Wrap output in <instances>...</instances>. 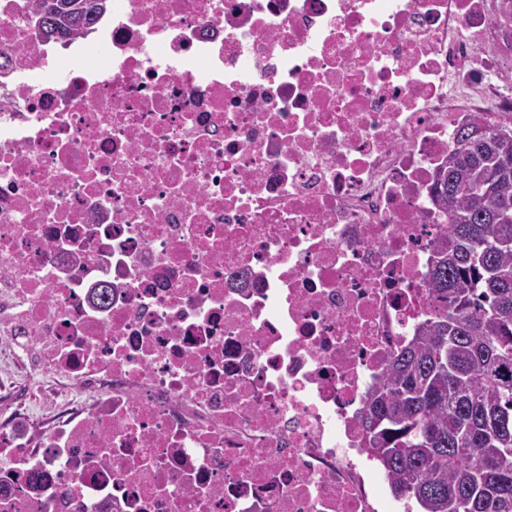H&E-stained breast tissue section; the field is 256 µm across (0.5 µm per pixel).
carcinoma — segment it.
<instances>
[{"label":"carcinoma","mask_w":512,"mask_h":512,"mask_svg":"<svg viewBox=\"0 0 512 512\" xmlns=\"http://www.w3.org/2000/svg\"><path fill=\"white\" fill-rule=\"evenodd\" d=\"M50 39L111 0H38ZM448 216L429 280L434 312L362 411L367 449L421 512H512V126L456 130L431 187Z\"/></svg>","instance_id":"carcinoma-1"}]
</instances>
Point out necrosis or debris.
Wrapping results in <instances>:
<instances>
[{"instance_id": "4bbe7bcc", "label": "necrosis or debris", "mask_w": 512, "mask_h": 512, "mask_svg": "<svg viewBox=\"0 0 512 512\" xmlns=\"http://www.w3.org/2000/svg\"><path fill=\"white\" fill-rule=\"evenodd\" d=\"M37 10L0 0V512H411L361 411L456 130L512 125V0ZM37 28L47 39L65 37L80 31L90 21L98 19L110 6L111 0H37Z\"/></svg>"}]
</instances>
